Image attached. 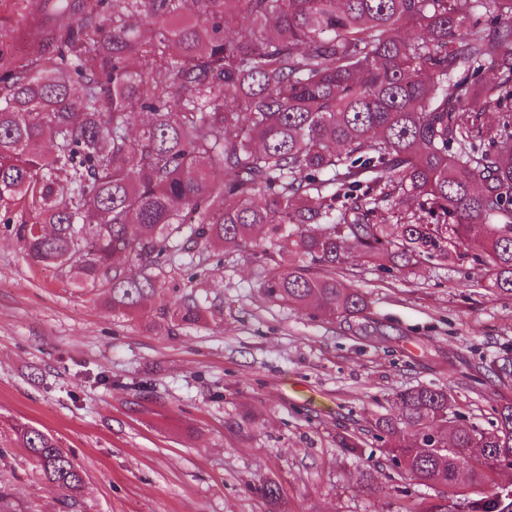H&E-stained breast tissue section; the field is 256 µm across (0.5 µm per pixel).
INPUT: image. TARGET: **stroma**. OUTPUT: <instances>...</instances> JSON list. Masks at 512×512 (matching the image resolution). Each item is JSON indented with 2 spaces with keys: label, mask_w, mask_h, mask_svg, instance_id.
I'll return each instance as SVG.
<instances>
[{
  "label": "stroma",
  "mask_w": 512,
  "mask_h": 512,
  "mask_svg": "<svg viewBox=\"0 0 512 512\" xmlns=\"http://www.w3.org/2000/svg\"><path fill=\"white\" fill-rule=\"evenodd\" d=\"M57 0H0V42L18 59L66 25ZM336 275L365 319L269 299L265 262L232 244L178 251L168 301L206 319L115 311L40 266L0 228V423H28L71 453L84 488L65 503L16 444L0 445L15 512H407L437 488L397 475L372 437L397 393L446 390L462 423L489 428L512 384L472 382L512 346V296L485 288L465 250L385 272L354 240ZM362 446L339 447L341 437ZM276 484L280 499L261 490Z\"/></svg>",
  "instance_id": "obj_1"
}]
</instances>
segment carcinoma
Instances as JSON below:
<instances>
[{"mask_svg":"<svg viewBox=\"0 0 512 512\" xmlns=\"http://www.w3.org/2000/svg\"><path fill=\"white\" fill-rule=\"evenodd\" d=\"M474 2L493 7L492 29L467 22L461 0H98L96 13L59 0L76 23L0 76V223L32 262L102 290L112 309L157 304L185 327L203 308L164 301L161 275L187 230L196 246L247 249L268 228L267 297L349 324L368 310L336 277L349 238L407 266L463 247L512 296V112L499 111L512 99V0ZM403 25L416 34L392 36ZM133 111L148 115L135 134ZM363 182L423 200L436 223L388 233L369 193L354 194ZM18 209L30 220L14 222ZM487 371L511 381L512 347ZM396 404L375 439L410 480L441 489L409 512L512 505L509 487L455 494L464 471L512 465V402L487 431L455 425L443 390ZM0 439L62 495L81 492V469L48 433L1 424Z\"/></svg>","mask_w":512,"mask_h":512,"instance_id":"carcinoma-1","label":"carcinoma"}]
</instances>
